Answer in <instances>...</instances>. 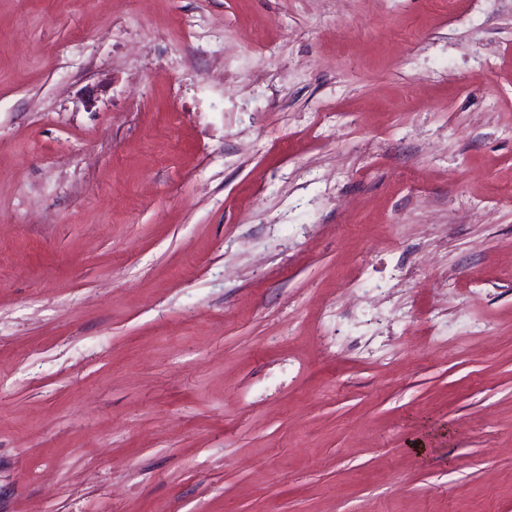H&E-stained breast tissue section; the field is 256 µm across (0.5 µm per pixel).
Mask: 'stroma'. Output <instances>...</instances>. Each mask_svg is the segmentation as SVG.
<instances>
[{
  "instance_id": "stroma-1",
  "label": "stroma",
  "mask_w": 512,
  "mask_h": 512,
  "mask_svg": "<svg viewBox=\"0 0 512 512\" xmlns=\"http://www.w3.org/2000/svg\"><path fill=\"white\" fill-rule=\"evenodd\" d=\"M508 183L512 0H0V512H512Z\"/></svg>"
}]
</instances>
